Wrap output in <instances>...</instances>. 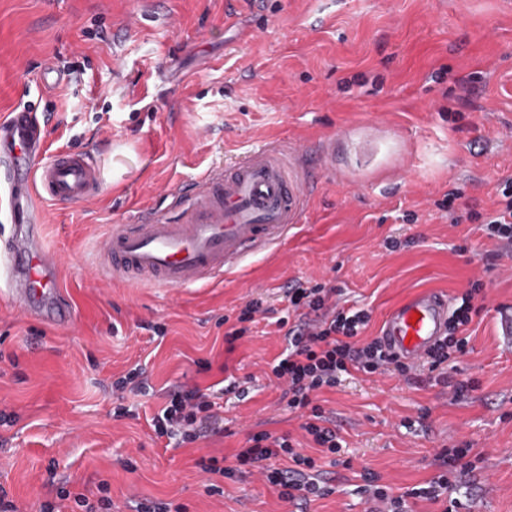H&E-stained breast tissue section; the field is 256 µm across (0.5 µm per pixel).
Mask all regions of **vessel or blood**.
<instances>
[{"label":"vessel or blood","mask_w":512,"mask_h":512,"mask_svg":"<svg viewBox=\"0 0 512 512\" xmlns=\"http://www.w3.org/2000/svg\"><path fill=\"white\" fill-rule=\"evenodd\" d=\"M47 144L32 112L0 117V207L13 232L0 240V291L28 317L67 328L75 311L60 287L63 256L44 243L32 201L44 193L59 204L86 201L99 191L100 163L63 148L43 162ZM303 148L292 154L261 147L230 168H208L181 188L177 221L139 211L113 225L99 275L134 288H183L223 278L248 258L282 245L300 223L312 191ZM448 330V301L423 290L390 309L379 336L391 357L418 365Z\"/></svg>","instance_id":"vessel-or-blood-1"}]
</instances>
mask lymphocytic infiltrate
<instances>
[{"label": "lymphocytic infiltrate", "instance_id": "1", "mask_svg": "<svg viewBox=\"0 0 512 512\" xmlns=\"http://www.w3.org/2000/svg\"><path fill=\"white\" fill-rule=\"evenodd\" d=\"M496 193L495 210L482 218L486 236L502 247H512V179L500 182ZM482 290V282L477 281L471 290L462 294L460 304L449 317L446 338L424 361L428 372L447 374L456 359L467 352L466 330L473 315L479 312L474 299ZM333 294V289L322 283L286 290L285 296L298 321L292 325L287 318L278 319V327L285 330L287 346L271 366L273 377L284 386L282 398L288 410L297 413L301 420V430L315 447L331 456L339 453L340 445L330 418L315 402L317 395L336 387L341 376L351 372L366 375L409 372L407 365L383 356L380 339L363 341L362 335L371 321L369 311L345 310L331 305ZM237 387L234 381L222 391L196 384L174 385L149 425L156 438L173 440L180 445L219 433L220 401L225 393L234 392ZM436 459L439 475L427 486L413 490V497L440 502L443 490L448 487L449 475L463 477L475 468L467 446L443 450ZM197 466L203 473L228 479L260 474L277 489L279 498L289 503L322 493L314 475L315 458L305 454L300 442L287 435L268 431L248 434L244 446L235 451L231 462L208 456L200 458Z\"/></svg>", "mask_w": 512, "mask_h": 512}]
</instances>
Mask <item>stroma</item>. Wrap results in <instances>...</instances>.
<instances>
[{
	"instance_id": "1",
	"label": "stroma",
	"mask_w": 512,
	"mask_h": 512,
	"mask_svg": "<svg viewBox=\"0 0 512 512\" xmlns=\"http://www.w3.org/2000/svg\"><path fill=\"white\" fill-rule=\"evenodd\" d=\"M0 0V114L35 107L50 150L98 157L103 191L86 202L37 201L47 244L70 259L60 282L76 309L54 330L0 297V485L18 512L57 501L58 488L89 497L108 481L117 512L174 500L188 512H368L373 472L412 512L440 505L410 498L439 473L445 448L471 445L482 459L451 497L471 512H512V346L497 311L512 308V272L490 258L480 221L449 223L438 207H493L512 178L499 150L512 128V7L507 0ZM76 67L79 84L48 86L42 67ZM446 69L444 83L434 72ZM472 88L465 105L444 97ZM330 142L302 224L278 253L251 257L223 280L177 292L125 288L95 270L113 225L153 207L176 217L167 195L208 167L229 165L271 142ZM482 281L484 308L468 351L449 376L474 391L454 399L426 372L343 376L320 394L341 437L339 466L310 449L329 495L286 503L258 474L209 494L196 467L250 432L301 437L270 365L285 343L273 319L252 324L227 350L224 334L246 302L288 305L290 285L319 281L339 305L370 310L366 339L407 295L448 297ZM166 333L157 336L155 326ZM206 361L210 370L199 371ZM145 364L150 396L127 395L135 417L113 415L112 384ZM248 380L222 400L224 431L165 445L145 421L175 382Z\"/></svg>"
}]
</instances>
